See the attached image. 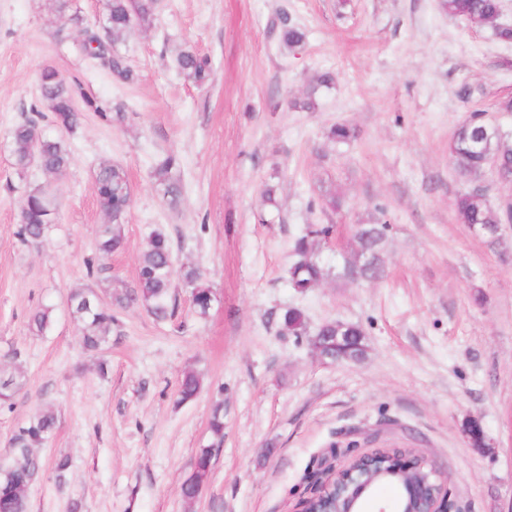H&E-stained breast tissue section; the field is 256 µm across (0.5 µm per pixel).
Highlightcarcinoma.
I'll return each instance as SVG.
<instances>
[{"mask_svg":"<svg viewBox=\"0 0 512 512\" xmlns=\"http://www.w3.org/2000/svg\"><path fill=\"white\" fill-rule=\"evenodd\" d=\"M51 13L61 24L72 28L83 36L82 45L86 55L100 61L123 81L134 79L132 69L124 59L112 50L114 44L129 30L138 25H151L159 7V0H104V25L109 30V41L103 42L98 32L85 27L84 18L70 10L69 0H47ZM448 17L464 19L485 26L502 42H512V27L499 23L502 0H443ZM281 38L290 48L304 44L305 34L300 26L288 16L282 17ZM174 68L196 85L205 84L209 77L210 64L193 46L184 45L173 58ZM334 78L329 73L319 74L309 89L303 107L314 108V95L321 87L332 85ZM39 91L42 102L53 114V122L62 131L72 133L82 123L85 112L80 110L77 99H83L87 109L104 120L123 121L124 113L106 112L89 99L78 85H70L53 68H45L39 76ZM14 165L24 171L36 165L46 176H54L70 164V151L62 137L43 134L35 121L26 119L15 124L10 134ZM450 159L459 172L485 167L490 158H496L503 166L512 165V142L498 135L485 113L475 111L454 131L449 143ZM179 158L167 154L158 159L152 169V184L157 194L169 207H177L183 200V187L176 177ZM94 186L106 222L99 225L97 248L101 254H112L125 246L124 225L131 207V191L125 170L117 164H101L94 173ZM24 218L18 228V236L26 243L40 241L53 220L55 201L44 186L31 188L24 199ZM456 220L483 234L494 238L497 225L506 223V212L491 205L484 195L469 191L460 193L455 200ZM386 225L364 224L356 230V238L362 241L356 252L345 260L340 274L347 278L352 271L369 280L382 275L383 268L377 248L384 237ZM332 226L322 225L307 229L293 242V261L290 269L292 287L304 292L324 279V268L315 259L321 241L329 238ZM174 249L170 237L161 229L152 232L145 250L138 261L135 284L110 295L103 301L92 288H79L69 294V311L80 327L85 349L96 351L106 346L112 337L114 316L112 308H127L140 304L157 320L165 321L174 316L176 295L173 291ZM202 273L195 266L182 267L181 279L191 289L195 313L208 314L213 297L211 290L200 283ZM31 323L39 332L48 330L53 323V307L44 306L31 317ZM283 325L288 332L302 336L307 331L306 318L302 310L290 308L283 315ZM318 342L333 359L359 361L365 356L362 329L350 325L351 339L336 344V322L322 324L316 331ZM17 354L7 355L0 363V406L12 405L14 397L22 388V372L16 365ZM203 386L201 375L186 372L178 385V402L196 397ZM56 414L48 407L21 426L11 437L12 461L0 466V512H29V491L38 479L43 467L35 449L42 447L56 425ZM210 432L217 441L224 438L223 408H213L209 421ZM212 449H202L196 457V478L183 484V499L192 504L198 498L200 485L208 476L212 465ZM397 451L387 448L381 453L380 463L371 467V477L379 480L378 487L403 491L397 472Z\"/></svg>","mask_w":512,"mask_h":512,"instance_id":"obj_1","label":"carcinoma"}]
</instances>
